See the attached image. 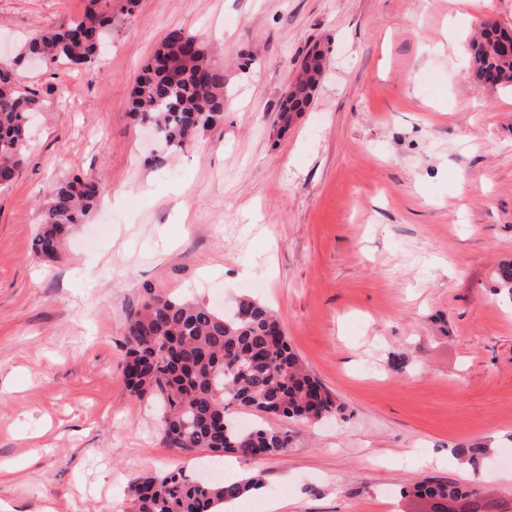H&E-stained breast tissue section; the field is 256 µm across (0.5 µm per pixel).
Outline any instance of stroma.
Here are the masks:
<instances>
[{"mask_svg":"<svg viewBox=\"0 0 512 512\" xmlns=\"http://www.w3.org/2000/svg\"><path fill=\"white\" fill-rule=\"evenodd\" d=\"M85 6L0 0V52ZM486 20L512 29V0H139L96 81L18 68L40 105L0 189V512H133L137 478L208 475L213 452L163 445L156 402L121 377L150 293L264 303L342 407L315 424L230 407L293 441L225 455L235 479L263 480L228 512H435L411 491L430 478L479 483L457 512H512V295L496 278L512 261V89L472 83ZM176 29L223 65L224 116L168 153L129 109ZM315 45L313 101L281 116ZM76 177L109 190L43 259L42 204ZM467 440L492 450L480 470L453 463Z\"/></svg>","mask_w":512,"mask_h":512,"instance_id":"obj_1","label":"stroma"}]
</instances>
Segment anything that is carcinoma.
Here are the masks:
<instances>
[{"mask_svg":"<svg viewBox=\"0 0 512 512\" xmlns=\"http://www.w3.org/2000/svg\"><path fill=\"white\" fill-rule=\"evenodd\" d=\"M138 0H87L82 16L68 25L38 33L23 51L0 66V187L9 186L24 163L29 141L27 116L39 106L37 93L20 83L16 68L29 56L48 65L64 63L86 72L112 30L114 16H129ZM512 30L486 23L470 43L472 78L481 87L512 86V60L503 51ZM316 77L300 71L296 90L283 112H303L312 102ZM131 112L149 123L167 147H181L201 130L217 125L224 112V69L217 66L197 36L169 33L135 79ZM107 191L100 179L74 178L56 185L43 208L34 238L37 255L55 259L74 224L83 222ZM239 316L182 298L150 297L128 322V349L122 367L127 388L147 392L160 403V438L189 455L199 448L216 453L275 456L286 451L288 431L256 426L241 430L226 421L230 400L239 407L286 419L318 420L340 410L333 395L310 375L288 344L279 320L265 305L243 299ZM453 454L479 470L487 454L480 442L456 445ZM262 487L251 476L227 482H198L182 470L139 478L129 487L137 512H221V506ZM421 496L448 505L474 485L429 480L415 487Z\"/></svg>","mask_w":512,"mask_h":512,"instance_id":"1","label":"carcinoma"}]
</instances>
